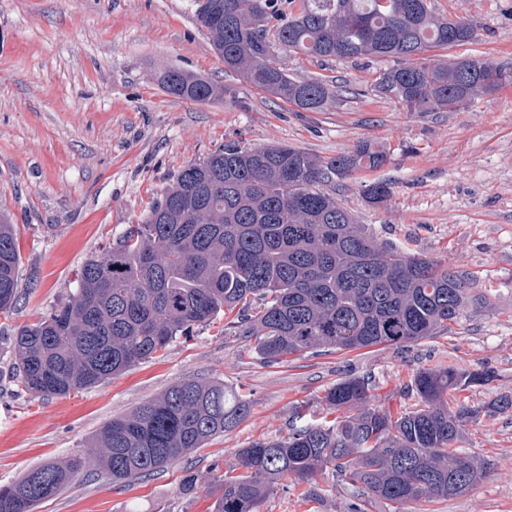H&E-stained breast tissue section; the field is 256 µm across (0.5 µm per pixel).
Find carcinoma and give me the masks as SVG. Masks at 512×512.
Instances as JSON below:
<instances>
[{"label": "carcinoma", "mask_w": 512, "mask_h": 512, "mask_svg": "<svg viewBox=\"0 0 512 512\" xmlns=\"http://www.w3.org/2000/svg\"><path fill=\"white\" fill-rule=\"evenodd\" d=\"M193 0L224 70L305 112L335 104L328 81L288 73V57L319 61L386 58L374 91L409 112H451L512 82V71L480 58L425 57L474 41L463 17L436 12L433 0ZM166 91L209 102L225 87L179 68L159 72ZM388 161L370 140L327 161L286 145L226 143L183 167L173 183L112 246L81 266L76 291L47 317L18 330L15 371L42 397L96 385L154 357L195 327L224 319V334L255 339L268 363L320 348L401 345L451 329L469 303L471 279L422 255L380 242L327 190L337 179ZM377 204L391 186L364 185ZM19 250L0 215V313L18 294ZM489 371H418L407 388L416 408L393 414L367 405L369 382L343 380L326 393L320 423L291 425L238 452L224 473L215 512H257L291 476L301 482L333 467L341 481L376 499L419 504L460 495L487 468L457 453L460 426L480 415L454 407L448 391L485 385ZM251 404L220 381L186 377L130 415L106 423L93 449L45 462L0 486V512H35L79 475L104 470L125 483L165 468L235 429ZM457 484L448 492V484Z\"/></svg>", "instance_id": "obj_1"}]
</instances>
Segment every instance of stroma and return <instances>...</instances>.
I'll list each match as a JSON object with an SVG mask.
<instances>
[{
  "label": "stroma",
  "mask_w": 512,
  "mask_h": 512,
  "mask_svg": "<svg viewBox=\"0 0 512 512\" xmlns=\"http://www.w3.org/2000/svg\"><path fill=\"white\" fill-rule=\"evenodd\" d=\"M469 18L474 42L442 59L483 58L512 68V0H435ZM381 59L291 58L290 74L331 81L324 112H304L226 73L193 18V0H0V210L20 251L18 300L0 316V486L48 460L92 445L108 421L131 414L186 377L224 382L251 403L234 430L163 470L130 483L105 471L80 476L36 512H213L222 476L238 451L284 435L296 415L322 421L336 382L365 377L371 404L414 408L405 384L422 369L491 371L493 381L455 391L483 408L512 395V83L453 112H410L373 87ZM177 67L235 94L198 104L165 93L156 76ZM362 139L387 163L336 182V200L379 240L468 274L478 300L458 325L403 346L319 349L267 363L253 340L223 324L195 329L162 355L100 384L61 396L23 390L13 369L14 330L36 323L74 293L76 272L137 221L181 168L233 141L245 148L290 145L330 159ZM392 186L374 205L363 184ZM455 448L485 461L465 493L427 503L428 512H512V408L481 413ZM194 474V489L182 478ZM258 512H415L371 500L324 470L308 483L281 481Z\"/></svg>",
  "instance_id": "1"
}]
</instances>
